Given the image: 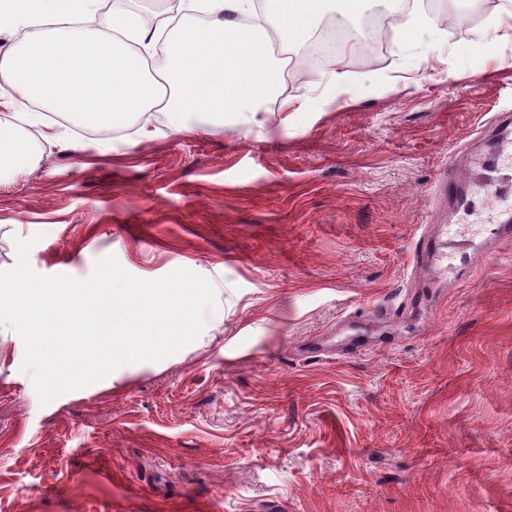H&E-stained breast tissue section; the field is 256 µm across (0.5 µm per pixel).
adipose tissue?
<instances>
[{"instance_id": "obj_1", "label": "adipose tissue", "mask_w": 512, "mask_h": 512, "mask_svg": "<svg viewBox=\"0 0 512 512\" xmlns=\"http://www.w3.org/2000/svg\"><path fill=\"white\" fill-rule=\"evenodd\" d=\"M340 2L342 16L365 0H194L208 21L172 29V13L147 26L128 10L98 22L99 0H0V32L22 40L0 55L8 77L0 109V185L34 162L37 152L21 124L40 125L38 103L103 130L153 110L167 113L174 131L189 114L214 118L262 111L282 93L289 61L283 47L306 40L318 20Z\"/></svg>"}]
</instances>
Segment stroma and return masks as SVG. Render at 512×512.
I'll list each match as a JSON object with an SVG mask.
<instances>
[{"instance_id":"obj_1","label":"stroma","mask_w":512,"mask_h":512,"mask_svg":"<svg viewBox=\"0 0 512 512\" xmlns=\"http://www.w3.org/2000/svg\"><path fill=\"white\" fill-rule=\"evenodd\" d=\"M511 13L448 0V27L401 21L245 125L65 120L0 186V269L39 232L40 274L187 268L217 308L178 353L44 406L0 326V512H512V243L478 203L456 282L416 254L448 220L449 152L467 163L512 110Z\"/></svg>"}]
</instances>
